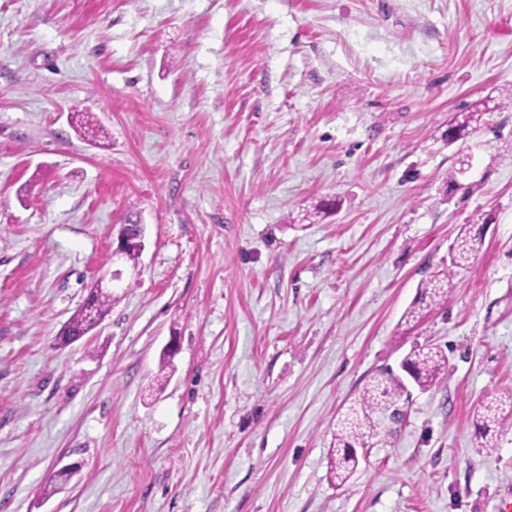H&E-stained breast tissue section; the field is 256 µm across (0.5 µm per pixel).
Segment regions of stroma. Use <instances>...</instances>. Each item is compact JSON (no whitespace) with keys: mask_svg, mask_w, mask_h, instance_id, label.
I'll return each mask as SVG.
<instances>
[{"mask_svg":"<svg viewBox=\"0 0 512 512\" xmlns=\"http://www.w3.org/2000/svg\"><path fill=\"white\" fill-rule=\"evenodd\" d=\"M416 343L447 372L337 485V417ZM510 386L512 0H0V512H502L473 408ZM466 225L470 228L467 229ZM482 237L471 234V225L465 224L460 227L456 238L450 246L452 254V268L466 269L470 265L473 255H476L482 246ZM448 268V271L439 272L422 285L420 298L410 306L402 317L406 325L414 326L420 322L432 308L448 303L455 284V271ZM143 248V229L141 233L132 235L123 227L118 236V244L115 249H112V266L123 261L125 254L130 249H136L142 252ZM93 321L91 311L83 304L68 319L55 342L59 346H67L81 339L90 330Z\"/></svg>","mask_w":512,"mask_h":512,"instance_id":"1","label":"stroma"}]
</instances>
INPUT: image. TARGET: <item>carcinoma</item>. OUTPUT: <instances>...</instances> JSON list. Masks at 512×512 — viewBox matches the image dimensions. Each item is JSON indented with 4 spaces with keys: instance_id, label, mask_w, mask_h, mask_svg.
Returning a JSON list of instances; mask_svg holds the SVG:
<instances>
[{
    "instance_id": "cac0c4a2",
    "label": "carcinoma",
    "mask_w": 512,
    "mask_h": 512,
    "mask_svg": "<svg viewBox=\"0 0 512 512\" xmlns=\"http://www.w3.org/2000/svg\"><path fill=\"white\" fill-rule=\"evenodd\" d=\"M482 246V237L471 234L467 227L459 228L450 246L452 268L439 272L422 285L420 298L410 306L402 317L405 324L420 322L432 308L448 303L455 288V270L466 269L473 255ZM117 299L113 292L100 293L94 300V308L82 305L68 319L55 342L67 346L82 338L90 330L91 315L104 319ZM415 386L421 390L431 387L448 370V357L434 346H415L404 357ZM405 393V385L390 370L383 369L371 377L362 393L352 402L345 414L336 423V446L331 450L330 472L338 485H344L359 464L357 448L365 439L377 433L376 418L396 410L397 403ZM476 427L484 442L481 448H490L486 440L490 425L512 424V387L489 392L478 402L475 413Z\"/></svg>"
}]
</instances>
